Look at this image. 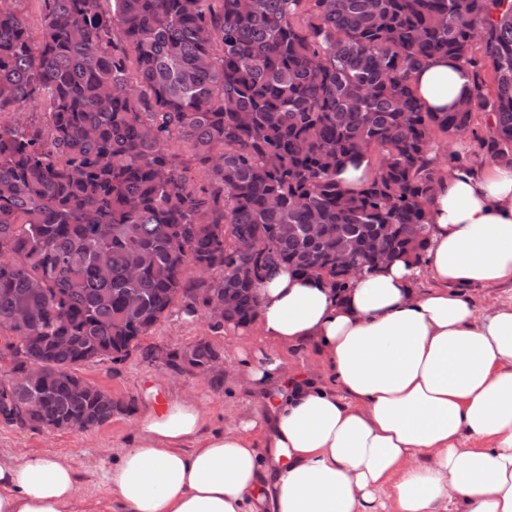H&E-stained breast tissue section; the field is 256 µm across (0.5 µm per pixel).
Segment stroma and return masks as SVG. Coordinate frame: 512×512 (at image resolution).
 Listing matches in <instances>:
<instances>
[{
    "label": "stroma",
    "instance_id": "35a3bbf8",
    "mask_svg": "<svg viewBox=\"0 0 512 512\" xmlns=\"http://www.w3.org/2000/svg\"><path fill=\"white\" fill-rule=\"evenodd\" d=\"M250 327L226 331L204 316L186 317L180 308L158 323L141 338L137 350L121 361L104 359L83 364L78 372L86 381L131 403L132 411L114 413L107 424L87 431H48L21 425L0 423V454H22L30 450L49 451L75 456L82 475L80 512L87 506L106 500L107 486L100 473L112 461L113 454L126 446L135 430L134 409L149 405L154 395L187 394L200 400L210 411L214 427L220 428L229 418L248 417L261 411V402L238 388L230 376L217 371L208 374L174 377L163 360L147 358L148 350L171 351L208 341L225 361L236 364L244 335Z\"/></svg>",
    "mask_w": 512,
    "mask_h": 512
}]
</instances>
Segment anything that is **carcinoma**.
<instances>
[{"instance_id": "carcinoma-1", "label": "carcinoma", "mask_w": 512, "mask_h": 512, "mask_svg": "<svg viewBox=\"0 0 512 512\" xmlns=\"http://www.w3.org/2000/svg\"><path fill=\"white\" fill-rule=\"evenodd\" d=\"M17 2L0 0V329L20 337L0 362L23 373L0 386L7 419L109 422L124 404L69 371L126 357L178 304L229 292L216 326L245 325L281 266L342 292L336 253L361 263L375 235L420 262L439 137L512 167V0H42L37 43ZM436 56L473 75L454 112L414 92ZM359 156L375 175L351 192L336 174ZM184 356L204 370L216 351Z\"/></svg>"}]
</instances>
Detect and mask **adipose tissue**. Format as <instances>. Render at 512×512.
Masks as SVG:
<instances>
[{"label": "adipose tissue", "instance_id": "obj_1", "mask_svg": "<svg viewBox=\"0 0 512 512\" xmlns=\"http://www.w3.org/2000/svg\"><path fill=\"white\" fill-rule=\"evenodd\" d=\"M413 85L449 112L472 80L438 56ZM428 218L424 265L363 271L341 296L285 268L264 281V351L237 377L267 413L217 430L191 396L142 412L103 473L108 512H512V296L465 294L512 287V168L439 173ZM300 345L334 386L287 372ZM79 490L72 457L0 455V512H74Z\"/></svg>", "mask_w": 512, "mask_h": 512}]
</instances>
